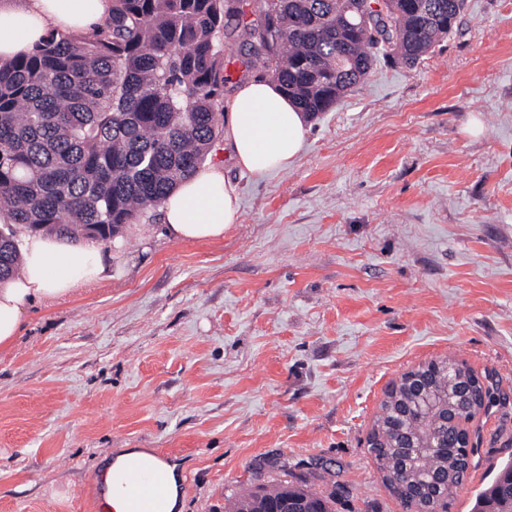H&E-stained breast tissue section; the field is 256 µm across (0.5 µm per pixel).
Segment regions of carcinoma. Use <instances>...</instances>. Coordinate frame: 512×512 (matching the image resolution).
Instances as JSON below:
<instances>
[{
    "instance_id": "obj_1",
    "label": "carcinoma",
    "mask_w": 512,
    "mask_h": 512,
    "mask_svg": "<svg viewBox=\"0 0 512 512\" xmlns=\"http://www.w3.org/2000/svg\"><path fill=\"white\" fill-rule=\"evenodd\" d=\"M112 0L90 33L47 36L31 54L0 65V280L24 267L23 237H118L158 209L202 164L224 131V29L235 23L251 55L308 116L329 111L369 74L378 53L412 66L453 30L465 0ZM453 398L469 419L491 386L460 371ZM423 401L400 386L376 417L383 448L370 454L397 497L439 506L462 483L469 457L415 458L400 470L388 418ZM336 512V492L288 482L257 486L227 512H252L284 496ZM471 512H512V457L493 467Z\"/></svg>"
}]
</instances>
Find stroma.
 <instances>
[{
  "instance_id": "stroma-1",
  "label": "stroma",
  "mask_w": 512,
  "mask_h": 512,
  "mask_svg": "<svg viewBox=\"0 0 512 512\" xmlns=\"http://www.w3.org/2000/svg\"><path fill=\"white\" fill-rule=\"evenodd\" d=\"M224 63L228 100L267 75L231 27ZM212 151L240 193L223 238L125 225L111 280L0 347V512H98L124 448L176 464L175 512L302 478L341 486L338 512H406L367 440L391 385L442 358L493 377L448 500L469 512L512 453V0H466L414 66L378 57L292 168Z\"/></svg>"
}]
</instances>
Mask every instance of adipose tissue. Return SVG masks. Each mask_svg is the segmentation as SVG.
Returning a JSON list of instances; mask_svg holds the SVG:
<instances>
[{
	"label": "adipose tissue",
	"instance_id": "ef3b65f1",
	"mask_svg": "<svg viewBox=\"0 0 512 512\" xmlns=\"http://www.w3.org/2000/svg\"><path fill=\"white\" fill-rule=\"evenodd\" d=\"M112 0H0V65L32 53L49 32L85 33L105 23ZM307 116L276 82L250 80L234 94L224 132L238 167L254 174L297 160ZM239 218V193L223 163L199 168L169 196L163 223L176 239L223 237ZM22 274L0 281V347L11 345L28 311L111 279L112 257L89 238L36 236L24 241Z\"/></svg>",
	"mask_w": 512,
	"mask_h": 512
}]
</instances>
